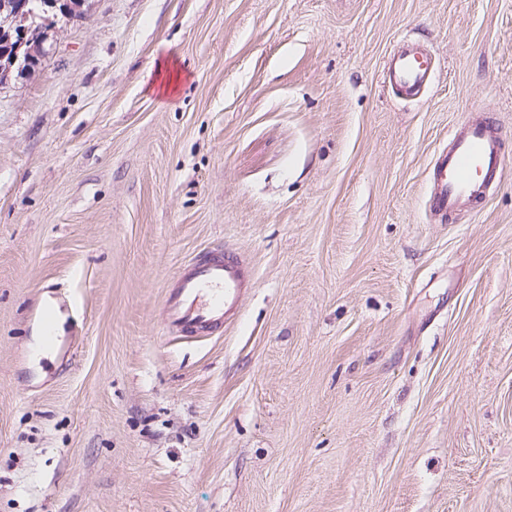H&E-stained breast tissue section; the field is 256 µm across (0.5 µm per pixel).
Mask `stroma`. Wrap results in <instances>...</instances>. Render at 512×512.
<instances>
[{
  "label": "stroma",
  "mask_w": 512,
  "mask_h": 512,
  "mask_svg": "<svg viewBox=\"0 0 512 512\" xmlns=\"http://www.w3.org/2000/svg\"><path fill=\"white\" fill-rule=\"evenodd\" d=\"M43 50L0 85V512H512V0H85ZM491 115L501 180L432 219ZM214 250L253 286L178 336ZM432 60L430 51L420 44H403L389 56L384 70L385 82L396 94L417 98L433 78ZM502 163L499 132L492 121L477 119L453 129L432 167L430 214L445 218L486 198ZM250 285L238 256H213L184 268L166 300L169 326L187 335L212 333L236 315Z\"/></svg>",
  "instance_id": "obj_1"
}]
</instances>
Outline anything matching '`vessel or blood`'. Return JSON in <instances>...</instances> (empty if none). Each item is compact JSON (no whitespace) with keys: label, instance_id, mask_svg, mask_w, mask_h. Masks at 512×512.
Segmentation results:
<instances>
[{"label":"vessel or blood","instance_id":"b4317fda","mask_svg":"<svg viewBox=\"0 0 512 512\" xmlns=\"http://www.w3.org/2000/svg\"><path fill=\"white\" fill-rule=\"evenodd\" d=\"M433 73L430 51L406 43L390 55L384 79L396 94L416 98ZM502 163L499 132L492 121L477 119L453 129L432 167L431 215L445 217L486 198ZM250 285L251 275L241 257L213 256L190 265L167 297L168 323L187 335L213 332L236 315Z\"/></svg>","mask_w":512,"mask_h":512}]
</instances>
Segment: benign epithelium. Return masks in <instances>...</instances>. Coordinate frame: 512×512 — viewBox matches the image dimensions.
<instances>
[{
	"instance_id": "1",
	"label": "benign epithelium",
	"mask_w": 512,
	"mask_h": 512,
	"mask_svg": "<svg viewBox=\"0 0 512 512\" xmlns=\"http://www.w3.org/2000/svg\"><path fill=\"white\" fill-rule=\"evenodd\" d=\"M39 7L45 13L68 15L77 9L72 0H40ZM34 14L31 0H0V37L15 43V53L9 62L0 67V79L24 74L37 63L40 44L29 38V19Z\"/></svg>"
}]
</instances>
